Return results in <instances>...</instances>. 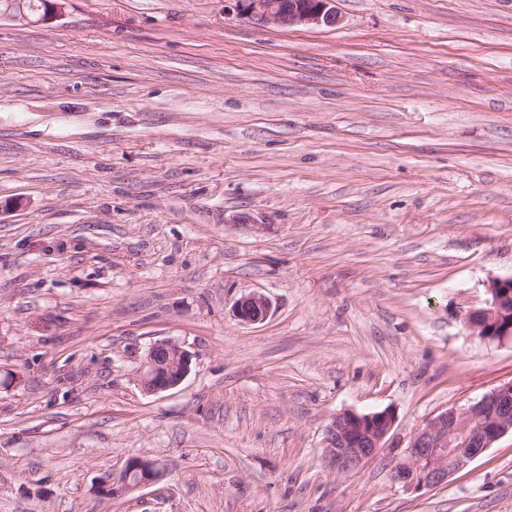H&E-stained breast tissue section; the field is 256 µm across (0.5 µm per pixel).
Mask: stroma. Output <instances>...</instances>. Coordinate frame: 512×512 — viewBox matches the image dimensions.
Segmentation results:
<instances>
[{"label":"stroma","mask_w":512,"mask_h":512,"mask_svg":"<svg viewBox=\"0 0 512 512\" xmlns=\"http://www.w3.org/2000/svg\"><path fill=\"white\" fill-rule=\"evenodd\" d=\"M0 15V512H512V435L447 483L415 429L512 381L464 324L512 275V0ZM247 223H238V216ZM259 291L264 322L231 313ZM190 352L142 391L151 343ZM395 415L349 474L340 412ZM157 483L106 499L128 458ZM234 1L238 14L262 26L334 27L341 20L337 0H225ZM191 361L190 353L177 342L171 339L155 341L136 371L138 383L148 394L174 389L190 372Z\"/></svg>","instance_id":"35a3bbf8"}]
</instances>
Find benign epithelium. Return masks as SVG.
<instances>
[{
	"label": "benign epithelium",
	"instance_id": "obj_1",
	"mask_svg": "<svg viewBox=\"0 0 512 512\" xmlns=\"http://www.w3.org/2000/svg\"><path fill=\"white\" fill-rule=\"evenodd\" d=\"M238 14L262 26L290 28L296 25L334 27L341 20L337 0H234ZM485 306L468 314L465 325L478 336H487V325L512 315V276L495 278L487 288ZM272 302L253 291L232 306L242 324L265 321ZM192 356L171 339L150 345L137 369L138 383L148 394L179 386L191 369ZM395 418L388 410L336 414L325 429L324 461L342 474L355 471L386 447ZM512 434V382L486 394L463 410H446L431 418L410 436L392 479L408 491H421L447 482L448 476L468 466L504 435ZM158 464L147 459L127 460L118 477L104 482L101 494L114 498L157 482Z\"/></svg>",
	"mask_w": 512,
	"mask_h": 512
}]
</instances>
